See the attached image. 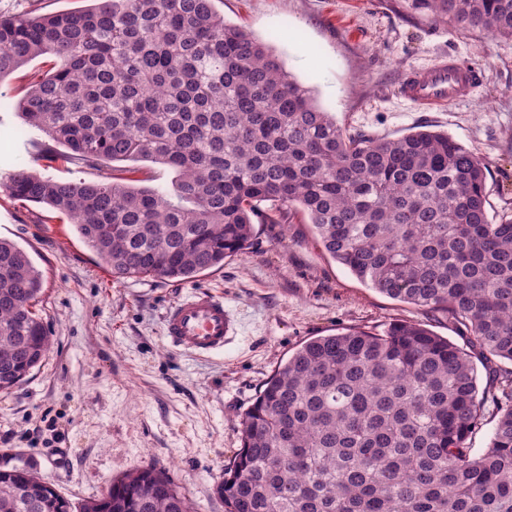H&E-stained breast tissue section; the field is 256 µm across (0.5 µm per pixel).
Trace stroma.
<instances>
[{
    "instance_id": "stroma-1",
    "label": "stroma",
    "mask_w": 512,
    "mask_h": 512,
    "mask_svg": "<svg viewBox=\"0 0 512 512\" xmlns=\"http://www.w3.org/2000/svg\"><path fill=\"white\" fill-rule=\"evenodd\" d=\"M403 0H215L226 22L267 44L308 87L316 105L352 133L395 139L448 133L483 156L490 218L512 214V40L463 32L410 14ZM452 56L479 69L473 95L443 112L401 97L405 73ZM36 58L0 83V176L25 165L59 180L94 181L106 166L46 163L47 136L22 125L16 104ZM41 205L0 191V238L25 249L45 277L38 313L52 347L41 366L0 392V456L19 455L72 503L101 498L110 483L145 467L165 469L197 512H224L216 488L241 447L240 421L265 381L305 342L349 327L381 332L420 323L458 345L447 318L360 282L323 251L307 224H259L250 249L179 284L113 280L68 220L42 223ZM207 289L238 321L223 353L172 346L163 313Z\"/></svg>"
}]
</instances>
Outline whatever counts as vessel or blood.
<instances>
[{
	"label": "vessel or blood",
	"instance_id": "1",
	"mask_svg": "<svg viewBox=\"0 0 512 512\" xmlns=\"http://www.w3.org/2000/svg\"><path fill=\"white\" fill-rule=\"evenodd\" d=\"M479 74L456 59L444 57L427 69L408 72L401 81V95L426 111H439L468 98ZM164 335L171 345L202 357L224 350L235 334V320L223 296L198 290L172 303L163 315Z\"/></svg>",
	"mask_w": 512,
	"mask_h": 512
}]
</instances>
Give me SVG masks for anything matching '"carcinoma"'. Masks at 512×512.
<instances>
[{
	"label": "carcinoma",
	"mask_w": 512,
	"mask_h": 512,
	"mask_svg": "<svg viewBox=\"0 0 512 512\" xmlns=\"http://www.w3.org/2000/svg\"><path fill=\"white\" fill-rule=\"evenodd\" d=\"M457 30L512 39V0H404ZM54 57L18 116L70 161L149 160L170 193L112 176L66 181L18 166L12 198L74 224L116 281L190 282L249 247L257 224L309 220L362 283L448 317L469 349L420 323L306 342L241 420L216 492L225 512H512V215L486 210L487 163L444 132L351 134L269 47L214 0H93L0 13V82ZM43 274L0 239V365L25 380L50 349ZM28 305L18 316L14 303ZM490 384L479 389L477 365ZM493 402L483 453L471 440ZM0 512H73L29 466H0ZM81 512H194L162 470L133 471Z\"/></svg>",
	"instance_id": "obj_1"
}]
</instances>
